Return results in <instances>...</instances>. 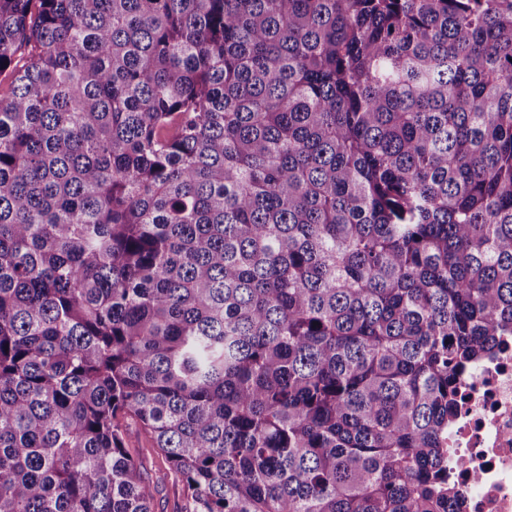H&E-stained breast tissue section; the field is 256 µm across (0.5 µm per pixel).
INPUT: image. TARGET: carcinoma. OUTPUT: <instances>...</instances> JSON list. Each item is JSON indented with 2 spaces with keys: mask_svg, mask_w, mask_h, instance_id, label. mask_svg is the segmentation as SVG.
<instances>
[{
  "mask_svg": "<svg viewBox=\"0 0 512 512\" xmlns=\"http://www.w3.org/2000/svg\"><path fill=\"white\" fill-rule=\"evenodd\" d=\"M0 512H450L512 336V0H0ZM129 452L143 461V476L154 486V512H184L186 498L181 481L170 470L165 459L151 447V442L139 434L134 425L126 439Z\"/></svg>",
  "mask_w": 512,
  "mask_h": 512,
  "instance_id": "1",
  "label": "carcinoma"
}]
</instances>
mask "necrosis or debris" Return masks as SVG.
<instances>
[{"label":"necrosis or debris","instance_id":"1","mask_svg":"<svg viewBox=\"0 0 512 512\" xmlns=\"http://www.w3.org/2000/svg\"><path fill=\"white\" fill-rule=\"evenodd\" d=\"M448 430V478L466 512H512V338L472 367Z\"/></svg>","mask_w":512,"mask_h":512}]
</instances>
